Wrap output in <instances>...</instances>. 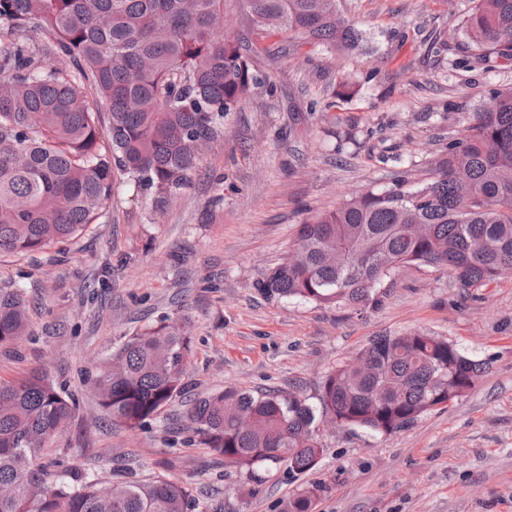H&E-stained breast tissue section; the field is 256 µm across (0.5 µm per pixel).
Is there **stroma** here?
<instances>
[{
    "label": "stroma",
    "mask_w": 512,
    "mask_h": 512,
    "mask_svg": "<svg viewBox=\"0 0 512 512\" xmlns=\"http://www.w3.org/2000/svg\"><path fill=\"white\" fill-rule=\"evenodd\" d=\"M364 32L336 55L255 29L230 0L226 30L257 49L262 78L224 118L194 183L163 210L116 175L102 222L71 245L0 256V281L35 308L29 334L0 349V381L46 369L76 409L41 460L116 482L163 476L198 499L195 512H279L323 486L316 512H512V275L459 288L445 269L407 266L379 308L267 297L256 283L292 249L300 224L344 199L429 177L433 160L485 103L512 87V61L486 70L448 36L468 0H336ZM444 40L441 56L432 42ZM359 81L336 102L342 76ZM191 324L186 389L138 429L112 423L95 382L128 336L163 317ZM424 329L488 368L447 408L389 435L319 427V466L293 475L259 467L245 479L194 444L192 400L234 387L302 391L317 404L326 374L370 338Z\"/></svg>",
    "instance_id": "1"
}]
</instances>
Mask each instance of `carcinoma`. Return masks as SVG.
Listing matches in <instances>:
<instances>
[{
    "mask_svg": "<svg viewBox=\"0 0 512 512\" xmlns=\"http://www.w3.org/2000/svg\"><path fill=\"white\" fill-rule=\"evenodd\" d=\"M226 0H0V255L26 254L78 238L99 222L115 173L169 203L188 187L216 142L224 114L259 84L252 46L223 35ZM254 25L327 52L353 50L358 25L336 0H244ZM49 40L48 61L31 28ZM470 57L490 71L512 59V0H474L454 26ZM448 141L431 177L397 180L301 225L295 257L257 282L280 298L322 304H382L383 283L405 265L441 267L463 288L512 274V88ZM110 113L106 130L95 114ZM25 289L0 285V348L28 334ZM190 325L166 317L129 337L116 370L98 379L113 422L139 428L184 389ZM484 364L424 330L378 336L323 379L319 407L302 396L236 388L198 399L188 419L200 443L248 477L259 466L315 469L316 423L389 435L448 407L475 387ZM73 412L48 375L0 382V512H189L191 494L163 477L107 484L53 476L39 462ZM315 486L280 512H315Z\"/></svg>",
    "mask_w": 512,
    "mask_h": 512,
    "instance_id": "carcinoma-1",
    "label": "carcinoma"
}]
</instances>
